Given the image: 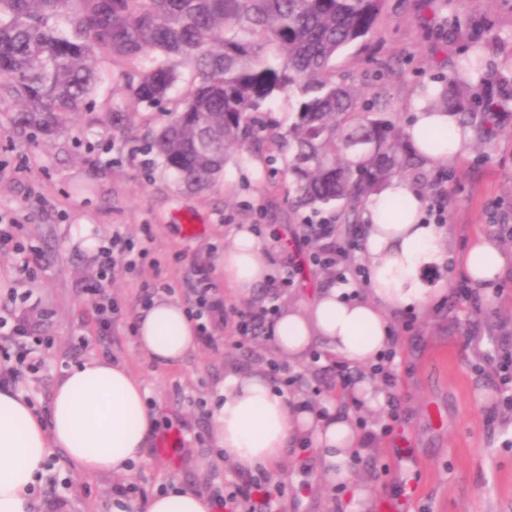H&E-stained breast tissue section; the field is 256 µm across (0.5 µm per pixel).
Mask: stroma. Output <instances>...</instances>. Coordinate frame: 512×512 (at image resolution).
Masks as SVG:
<instances>
[{
    "mask_svg": "<svg viewBox=\"0 0 512 512\" xmlns=\"http://www.w3.org/2000/svg\"><path fill=\"white\" fill-rule=\"evenodd\" d=\"M468 12L497 37L501 52L512 54V0H471ZM448 16L436 0H386L373 33L337 56V75L352 78L367 97L387 99L410 121L461 51V42L447 35ZM95 65L105 78L88 111L73 115L60 137L16 135L10 112L0 109V217L16 219L14 235L27 246L32 267L31 275H17V255L0 249V316L26 319L33 335L46 340L34 352L42 365L26 376L21 392L44 413L62 368L92 356L123 361L161 422L147 460L127 478L139 504L175 478L208 495L228 484L247 485L250 475L224 464L212 415L228 367L269 365L268 332L242 344L230 337L215 349L199 344L181 362L161 366L138 351L134 323L144 297L167 292L187 303L193 265L209 266L223 287L219 260L242 225H260L270 264L279 268L298 250L304 214L288 203L289 181L277 153L231 148L223 176L200 192L185 189L147 153L149 133L170 120L190 88L188 68L179 67L162 107L148 108L129 100L122 68L110 57ZM116 103L126 117L112 127L104 118ZM441 170L448 175L450 260L423 278L442 294L422 309L387 311L399 339L389 390L397 409L361 411V428L377 438L349 467L370 493L372 512L411 484L416 493L404 512H512V403L504 401L496 372L499 357L512 351V263L474 303L457 294L472 285L463 257L477 239L512 254V131L483 145L469 143L426 174ZM181 214L195 218L196 233L178 223ZM116 232L146 243L148 254L133 271L117 264L104 281V294L120 312L103 331L89 285L98 247ZM11 287L25 303L9 304ZM329 363L324 356L289 364L293 389L314 402L341 396L325 370ZM316 456V449L292 448L271 471L285 488V512H344L349 490L303 467V458ZM42 478L67 481L66 503L55 507L39 496L34 512H112V477L74 473L55 455Z\"/></svg>",
    "mask_w": 512,
    "mask_h": 512,
    "instance_id": "obj_1",
    "label": "stroma"
}]
</instances>
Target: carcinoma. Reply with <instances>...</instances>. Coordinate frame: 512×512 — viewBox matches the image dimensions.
I'll return each instance as SVG.
<instances>
[{
    "label": "carcinoma",
    "instance_id": "cac0c4a2",
    "mask_svg": "<svg viewBox=\"0 0 512 512\" xmlns=\"http://www.w3.org/2000/svg\"><path fill=\"white\" fill-rule=\"evenodd\" d=\"M385 0H0V107L20 106L13 129L55 137L83 112L108 56L135 66L125 88L159 105L183 65L192 91L152 134L148 151L186 187L205 189L223 174L231 145L276 151L297 208L336 206L357 224L365 204L395 178H423L429 164L401 116L381 99L361 100L336 80L334 61L375 29ZM493 41L467 35L453 74L439 78L429 112H451L481 141L506 131L512 80L488 56ZM475 73L473 86L458 71ZM284 98V128L255 114Z\"/></svg>",
    "mask_w": 512,
    "mask_h": 512
}]
</instances>
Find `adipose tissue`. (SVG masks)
Returning <instances> with one entry per match:
<instances>
[{
    "mask_svg": "<svg viewBox=\"0 0 512 512\" xmlns=\"http://www.w3.org/2000/svg\"><path fill=\"white\" fill-rule=\"evenodd\" d=\"M413 137L427 131L446 134L445 149H424L431 160L461 153L470 131L443 112H416ZM389 199L401 200L396 217L384 212ZM420 196L392 180L367 204L365 265L368 296L346 299L343 289L318 291L311 302L286 303L273 327V350L293 363H304L314 348L363 368L376 362L394 341L386 310L426 306L424 269L445 266V228L421 221ZM501 249L479 240L469 249L465 266L475 283L496 278L506 266ZM224 279L239 299L249 300L271 274L268 248L249 227L236 230L220 260ZM136 345L161 366L183 359L196 345V329L178 301L164 297L141 310ZM213 416L214 441L224 462L248 473L277 466L287 449L312 443L317 469L328 483H352L347 463L363 445L353 415L340 401L308 402L301 394L279 393L263 367L228 369L218 390ZM153 430L140 381L119 361L91 357L64 369L53 389L47 416L25 397L0 388V512H31L32 488L43 464L61 451L76 471L96 476H128L146 459ZM209 497L180 483L152 496L147 512H211Z\"/></svg>",
    "mask_w": 512,
    "mask_h": 512,
    "instance_id": "obj_1",
    "label": "adipose tissue"
}]
</instances>
